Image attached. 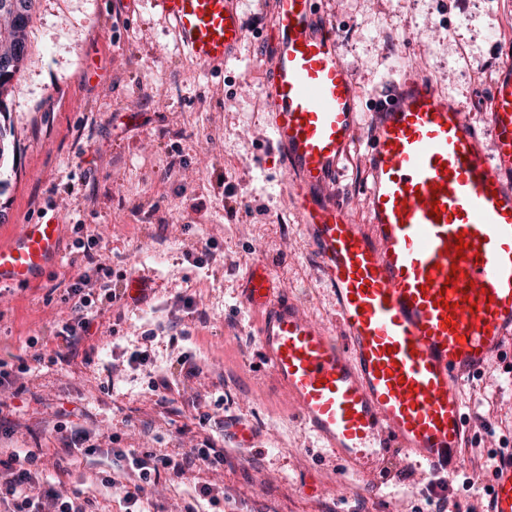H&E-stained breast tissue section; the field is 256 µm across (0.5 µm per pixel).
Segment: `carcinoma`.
Returning a JSON list of instances; mask_svg holds the SVG:
<instances>
[{
    "instance_id": "obj_1",
    "label": "carcinoma",
    "mask_w": 512,
    "mask_h": 512,
    "mask_svg": "<svg viewBox=\"0 0 512 512\" xmlns=\"http://www.w3.org/2000/svg\"><path fill=\"white\" fill-rule=\"evenodd\" d=\"M35 0H0V159L8 148L3 96L23 63Z\"/></svg>"
}]
</instances>
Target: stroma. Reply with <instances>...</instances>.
I'll use <instances>...</instances> for the list:
<instances>
[{"instance_id": "obj_1", "label": "stroma", "mask_w": 512, "mask_h": 512, "mask_svg": "<svg viewBox=\"0 0 512 512\" xmlns=\"http://www.w3.org/2000/svg\"><path fill=\"white\" fill-rule=\"evenodd\" d=\"M240 8L257 23L237 58L211 74L178 49L171 25L146 0H37L28 53L6 98L14 151L0 166V235L43 215L59 217L61 259L36 286L0 292V361L15 363L32 337L43 349L63 347L56 313L85 263L75 238H98L117 275L137 254L150 290L142 305L105 307L101 321L116 333L95 336L90 362H45L28 377L12 427L0 434V458L33 450L45 474L62 475L98 512H122L121 492L96 479L111 460L63 458L54 427L60 409L77 408L82 424L118 448L196 444L206 430L191 401L173 392L160 403L139 372L110 378L123 352L140 347L151 330L159 371L180 352L195 355L208 402L222 401L225 415L242 417L263 444L244 450L231 434L216 436L223 471L167 478L161 512L189 504L207 512V502L193 499L203 482L222 483L243 512H420L429 480L423 470L387 495H370L314 446L260 373L257 339L239 302L253 261H273L286 286L307 292L316 318L331 321L333 310L272 160L266 76L257 63L266 52L268 0H242ZM321 10L353 70L359 112H369L402 67L415 65L486 124L501 53L512 47V0H322ZM368 135L361 125L342 162L343 195L362 224ZM208 238L223 264L193 265L186 249ZM189 296L207 320L183 313L184 334L173 337L171 313ZM462 396L470 412L491 409L496 419L512 420L507 377L489 373Z\"/></svg>"}]
</instances>
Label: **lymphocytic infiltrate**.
Returning a JSON list of instances; mask_svg holds the SVG:
<instances>
[{"mask_svg": "<svg viewBox=\"0 0 512 512\" xmlns=\"http://www.w3.org/2000/svg\"><path fill=\"white\" fill-rule=\"evenodd\" d=\"M87 270L78 272L72 283L65 288L63 301L69 306L66 317L60 318L59 337L65 342L64 349L47 355L37 351L35 340H28L30 358H19L17 365L0 362V408L7 400L22 397L27 388L22 377L32 370L33 364L42 362L71 363L79 355L83 341L92 336V328L100 315L99 303L121 300L120 291L112 287L111 259L97 252H86ZM63 429L65 455L82 457H110L125 462L137 477L136 483L123 487L124 512H153V489L162 476H180L190 468L217 469L224 465L223 449L215 447L212 440H204L194 448L161 454L151 448H103L92 443L88 434L74 421H67ZM37 456L33 451L19 449L8 459H0V512H92L93 503L83 498L80 491L67 487L61 480H43L37 470Z\"/></svg>", "mask_w": 512, "mask_h": 512, "instance_id": "obj_1", "label": "lymphocytic infiltrate"}]
</instances>
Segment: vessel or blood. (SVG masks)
I'll return each mask as SVG.
<instances>
[{
    "instance_id": "b4317fda",
    "label": "vessel or blood",
    "mask_w": 512,
    "mask_h": 512,
    "mask_svg": "<svg viewBox=\"0 0 512 512\" xmlns=\"http://www.w3.org/2000/svg\"><path fill=\"white\" fill-rule=\"evenodd\" d=\"M209 72L236 58L240 0H149ZM316 0H271L264 86L273 151L342 333L292 297L265 262L240 301L259 315L260 365L345 475L382 489L397 467L456 473L471 430L460 390L512 345V54L483 132L425 76L404 69L368 114L366 198L357 223L338 190L359 130L356 84ZM57 220L0 238V288H28L60 262ZM464 240L463 252L453 251ZM512 512V459L489 481Z\"/></svg>"
}]
</instances>
